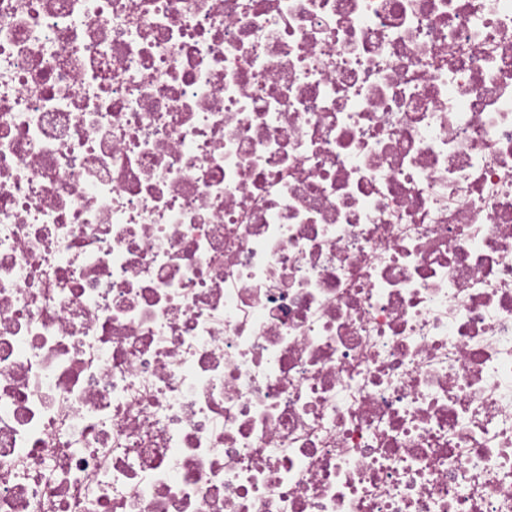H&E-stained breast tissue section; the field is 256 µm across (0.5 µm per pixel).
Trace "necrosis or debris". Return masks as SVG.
Returning <instances> with one entry per match:
<instances>
[{
  "mask_svg": "<svg viewBox=\"0 0 512 512\" xmlns=\"http://www.w3.org/2000/svg\"><path fill=\"white\" fill-rule=\"evenodd\" d=\"M0 512H512V0H0Z\"/></svg>",
  "mask_w": 512,
  "mask_h": 512,
  "instance_id": "4bbe7bcc",
  "label": "necrosis or debris"
}]
</instances>
